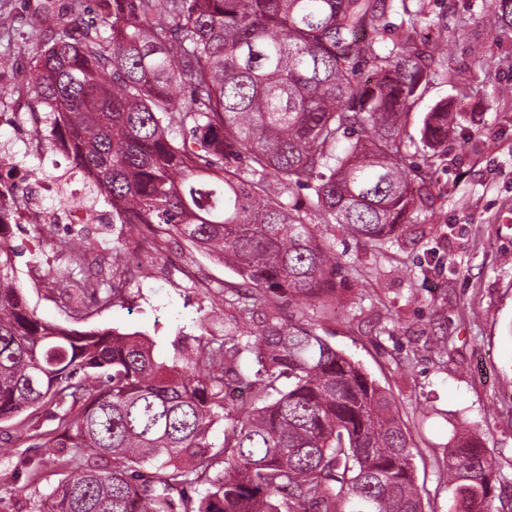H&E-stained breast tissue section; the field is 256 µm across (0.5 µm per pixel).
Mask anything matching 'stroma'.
Segmentation results:
<instances>
[{
    "instance_id": "35a3bbf8",
    "label": "stroma",
    "mask_w": 512,
    "mask_h": 512,
    "mask_svg": "<svg viewBox=\"0 0 512 512\" xmlns=\"http://www.w3.org/2000/svg\"><path fill=\"white\" fill-rule=\"evenodd\" d=\"M442 28L453 83H435L408 114L418 135L436 101L449 97L464 118L448 136V164L435 177L446 195L436 205L441 221L414 219L383 251L336 235L342 263L332 277L336 309L279 299L283 317L315 324L333 347L358 362L395 398L413 447L424 512H457L448 487V450L459 436L480 438L496 464L491 512H512V99H494L512 84V41L485 35L481 18L490 0H426ZM483 42L496 67L474 68L467 41ZM58 231L17 232L20 285L36 313L79 331L138 333L167 358L172 342L193 344L200 318L223 314L233 271L183 241H168L164 255L146 253L148 278L129 285L124 301L77 318L61 308L53 289L33 272L58 262ZM446 349H439V340ZM47 430L48 410L0 424V512H39L68 475L66 448L31 446L19 426Z\"/></svg>"
}]
</instances>
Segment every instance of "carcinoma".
Wrapping results in <instances>:
<instances>
[{"mask_svg":"<svg viewBox=\"0 0 512 512\" xmlns=\"http://www.w3.org/2000/svg\"><path fill=\"white\" fill-rule=\"evenodd\" d=\"M408 2L109 0L99 23L33 50L17 89L48 109L45 143L68 136L88 219L104 200L112 223L148 224L239 279L224 289V339L177 345L168 364L138 334L40 318L0 224V423L51 404L62 413L45 445L82 449L48 512H424L393 396L276 305L334 307L329 229L382 248L444 195L434 167L458 112L427 113L418 162L404 117L452 75L408 35L431 22ZM482 24L512 34V0H491ZM87 245L72 239L54 272L75 316L148 276L118 237L112 278H86ZM448 481L460 512H489L495 465L479 440L450 449Z\"/></svg>","mask_w":512,"mask_h":512,"instance_id":"carcinoma-1","label":"carcinoma"}]
</instances>
